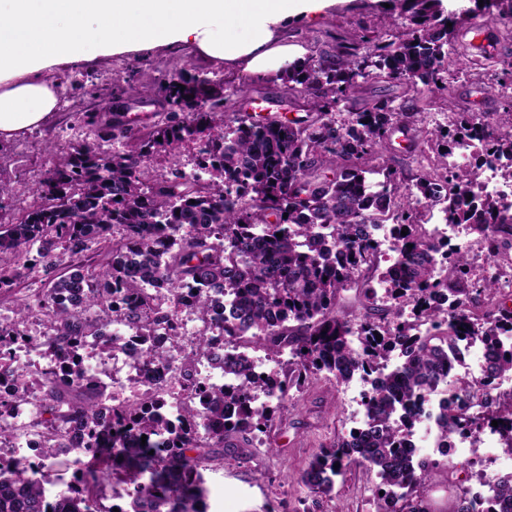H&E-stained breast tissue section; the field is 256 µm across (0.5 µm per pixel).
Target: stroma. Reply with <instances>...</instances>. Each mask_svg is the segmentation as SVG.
I'll return each instance as SVG.
<instances>
[{
    "mask_svg": "<svg viewBox=\"0 0 512 512\" xmlns=\"http://www.w3.org/2000/svg\"><path fill=\"white\" fill-rule=\"evenodd\" d=\"M396 26L390 9L374 6L371 0H337L335 8L321 18L288 19L284 34L289 42L316 56L332 51L337 41L351 40L359 31L374 36ZM482 37L494 44V58L472 62L466 72L451 73L447 91L423 95L416 104L423 125L447 124L450 116L460 112H487L502 123L512 120L500 88L505 71L512 68V35L490 20ZM185 70L245 89L247 98L233 100L236 112L256 115L266 109L291 119L306 108L304 97L291 90L281 75L257 77L221 61L204 62L181 43L145 57L93 55L57 67L49 78L58 87L59 102L49 121L17 137L0 139V183L9 189L0 199V224L15 223L32 204L34 184L53 160L46 141L62 148L81 139L86 116L100 113L108 102L124 105L130 114H148L146 123L133 127L134 138L145 137L168 111L161 83ZM357 409L347 385L324 374L312 380L304 394L289 391L272 428L257 434L249 459H238L236 450L228 448L223 466L207 472L209 512H298L302 506L308 512H377L381 480L368 466L336 477L333 491L326 496H309L300 482L320 448L349 434ZM460 464L457 458L443 462L426 495L428 512H452L453 482L466 475Z\"/></svg>",
    "mask_w": 512,
    "mask_h": 512,
    "instance_id": "obj_1",
    "label": "stroma"
}]
</instances>
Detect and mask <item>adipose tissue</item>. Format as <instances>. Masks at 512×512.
I'll list each match as a JSON object with an SVG mask.
<instances>
[{"mask_svg":"<svg viewBox=\"0 0 512 512\" xmlns=\"http://www.w3.org/2000/svg\"><path fill=\"white\" fill-rule=\"evenodd\" d=\"M336 0H0V139L42 125L58 105L49 72L88 52L143 55L176 43L250 74L301 60L281 42L291 16L322 17Z\"/></svg>","mask_w":512,"mask_h":512,"instance_id":"adipose-tissue-1","label":"adipose tissue"}]
</instances>
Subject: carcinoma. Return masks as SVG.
<instances>
[{
	"mask_svg": "<svg viewBox=\"0 0 512 512\" xmlns=\"http://www.w3.org/2000/svg\"><path fill=\"white\" fill-rule=\"evenodd\" d=\"M391 2L404 19L399 32L342 41L288 68L284 79L307 98L300 119L255 124L224 111V90L194 75L172 76L160 87L169 106L162 125L119 150L114 145L130 137L129 128L88 119L95 133L56 154L34 187V203L16 223L0 224V256L13 260L0 266V293L14 296L17 309L15 320H0V381L20 379L24 386L0 389V455L17 438L16 407L30 400V428L42 444L35 460L0 461V512L50 510L46 474L65 464L59 445L74 423L83 428L77 455L86 462L69 482L66 512H207L204 472L224 466V449L252 446L275 421L279 405L260 398L283 400L323 372L339 381L353 370L368 374L400 349L409 353L407 365L365 396L362 432L322 449L301 481L314 495L328 494L335 477L371 461L384 491L379 512H426L438 463L405 457L398 445L424 418L423 399L443 383L448 348L463 337L483 345L486 367L480 378L448 384L457 409L438 417L439 427L476 442L485 426L503 420V452L512 455V403L489 386L512 375V353L500 344L512 332V310L493 304L501 294L496 276L475 275L467 252L442 250L416 221L419 206L442 204L449 223L465 225L489 259L511 249L512 212L477 186L479 170L494 162L501 179L512 182V131L481 112L423 129L417 110L394 99L344 113L349 97L381 75L416 96L446 89L458 22L480 14L512 27V0H468L449 14L441 0ZM397 130L413 132L412 152L422 161L419 145L438 148L436 166L411 184L385 156ZM470 140L482 144L474 163L449 165ZM187 142L197 145V169L221 181L180 171L151 179L147 161ZM368 224L393 225L402 273L380 266L381 246L367 239ZM91 249L90 263L80 265L89 278L56 273L62 256L79 259ZM39 270L53 273L47 287L32 297L18 294L14 285ZM379 280L388 285L384 299L374 291ZM217 283L234 294L224 309V344L286 352L284 371L251 373L244 358L218 352L219 340L206 328L186 341L177 309L207 324L219 302L210 294ZM350 289L364 310L357 321L336 312ZM74 291L83 293L82 305L69 308L63 295ZM405 306L412 307L407 318ZM32 318L49 325L47 364L21 372L15 354L35 340L24 330ZM114 320L136 329L145 364L178 359L180 390L202 405H187L170 420L158 409L159 391L117 406L107 401L85 371L84 352ZM160 330L169 335L165 346L152 344ZM203 357L224 362L234 382L205 384L198 375ZM475 399L483 412L470 416L465 409ZM229 404L238 406L241 420L224 417ZM469 479L488 487L487 495L458 487L455 512H490L494 500L512 502V475L493 479L478 470ZM116 485L123 494L108 495Z\"/></svg>",
	"mask_w": 512,
	"mask_h": 512,
	"instance_id": "cac0c4a2",
	"label": "carcinoma"
}]
</instances>
